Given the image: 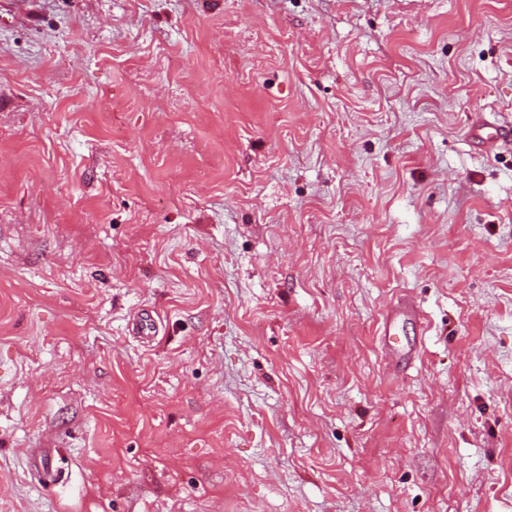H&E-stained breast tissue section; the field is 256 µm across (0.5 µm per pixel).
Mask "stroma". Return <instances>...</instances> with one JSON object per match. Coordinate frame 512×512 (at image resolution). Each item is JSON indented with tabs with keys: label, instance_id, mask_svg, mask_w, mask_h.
Instances as JSON below:
<instances>
[{
	"label": "stroma",
	"instance_id": "stroma-1",
	"mask_svg": "<svg viewBox=\"0 0 512 512\" xmlns=\"http://www.w3.org/2000/svg\"><path fill=\"white\" fill-rule=\"evenodd\" d=\"M479 113L512 0H0V512H512ZM401 317H407L414 319L415 321L419 322L423 329V317L420 314V312L414 308L411 304L408 303H398L393 311L389 314L387 321L385 323L384 327V340L385 344L388 348H390L392 351H395L393 349L394 345L397 344L398 340L396 337V333L393 330L394 324L396 321Z\"/></svg>",
	"mask_w": 512,
	"mask_h": 512
}]
</instances>
